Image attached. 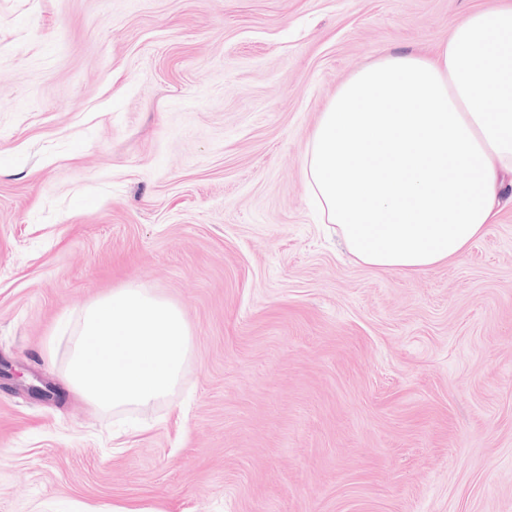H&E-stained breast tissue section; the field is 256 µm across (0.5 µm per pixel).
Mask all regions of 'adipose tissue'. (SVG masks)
Wrapping results in <instances>:
<instances>
[{
    "label": "adipose tissue",
    "instance_id": "adipose-tissue-1",
    "mask_svg": "<svg viewBox=\"0 0 512 512\" xmlns=\"http://www.w3.org/2000/svg\"><path fill=\"white\" fill-rule=\"evenodd\" d=\"M301 172L358 262L410 276L461 257L512 178V0L342 81Z\"/></svg>",
    "mask_w": 512,
    "mask_h": 512
}]
</instances>
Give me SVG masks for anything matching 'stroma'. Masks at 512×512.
Wrapping results in <instances>:
<instances>
[{
	"label": "stroma",
	"mask_w": 512,
	"mask_h": 512,
	"mask_svg": "<svg viewBox=\"0 0 512 512\" xmlns=\"http://www.w3.org/2000/svg\"><path fill=\"white\" fill-rule=\"evenodd\" d=\"M499 0H0V512H512V203L460 259L348 258L300 174L338 85ZM130 284L190 334L100 409L68 328Z\"/></svg>",
	"instance_id": "35a3bbf8"
}]
</instances>
